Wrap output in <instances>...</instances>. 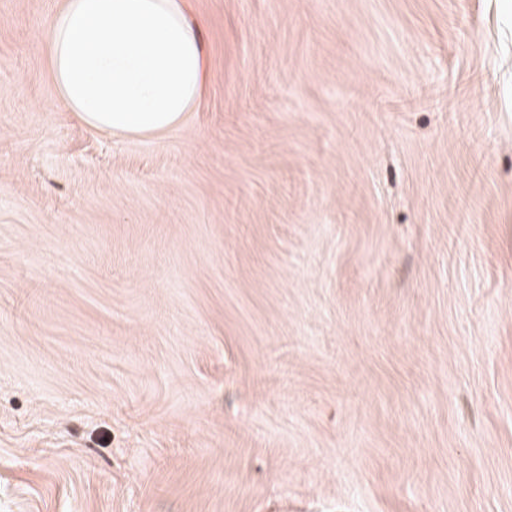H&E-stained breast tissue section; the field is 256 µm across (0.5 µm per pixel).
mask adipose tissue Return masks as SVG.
Listing matches in <instances>:
<instances>
[{"instance_id":"adipose-tissue-1","label":"adipose tissue","mask_w":512,"mask_h":512,"mask_svg":"<svg viewBox=\"0 0 512 512\" xmlns=\"http://www.w3.org/2000/svg\"><path fill=\"white\" fill-rule=\"evenodd\" d=\"M45 40L68 111L113 133L159 135L178 125L207 76L179 0H64Z\"/></svg>"}]
</instances>
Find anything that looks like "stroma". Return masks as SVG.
<instances>
[{"instance_id": "stroma-1", "label": "stroma", "mask_w": 512, "mask_h": 512, "mask_svg": "<svg viewBox=\"0 0 512 512\" xmlns=\"http://www.w3.org/2000/svg\"><path fill=\"white\" fill-rule=\"evenodd\" d=\"M0 0V512H512V0H184L159 135Z\"/></svg>"}]
</instances>
